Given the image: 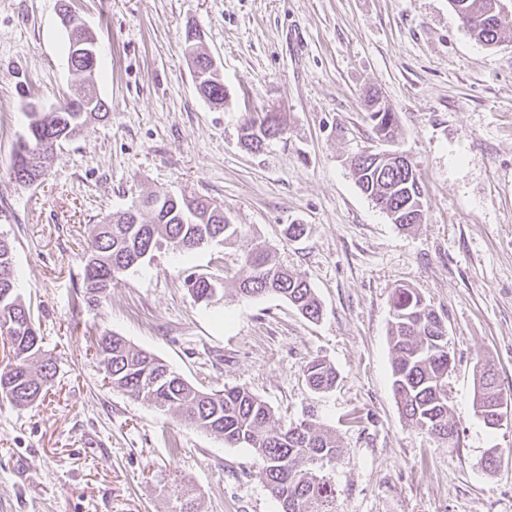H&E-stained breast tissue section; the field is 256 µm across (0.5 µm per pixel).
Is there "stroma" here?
<instances>
[{"mask_svg":"<svg viewBox=\"0 0 512 512\" xmlns=\"http://www.w3.org/2000/svg\"><path fill=\"white\" fill-rule=\"evenodd\" d=\"M98 38L107 118L57 149L41 182L7 174L32 104L77 96L57 0H0V233L14 245L18 288L56 362L38 406L0 401V512H169L177 478L200 512H279L247 448L112 390L95 355L109 330L187 381L244 386L278 424L315 413L335 431L338 512H512V425L473 409L477 360L512 395V13L486 47L448 0H71ZM196 26L224 77L216 109L184 51ZM376 89L397 118L393 146L420 171L421 224L404 231L364 195L354 155L377 148L364 102ZM288 116L254 153L247 118ZM192 191L241 225L237 244L153 252L98 305L82 297L94 226L153 191ZM288 224L307 234L286 238ZM307 277L311 321L277 295L232 284L251 240ZM227 285L209 303L186 286ZM416 289L443 318L454 357L449 446L403 418L393 389L390 298ZM315 357L338 372L312 392ZM190 279H192V288H189V290L194 301L198 303H209L219 291L226 289L222 280L211 276L194 275ZM209 284H217L218 288H208Z\"/></svg>","mask_w":512,"mask_h":512,"instance_id":"obj_1","label":"stroma"}]
</instances>
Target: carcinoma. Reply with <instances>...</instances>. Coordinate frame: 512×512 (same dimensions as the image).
<instances>
[{"mask_svg":"<svg viewBox=\"0 0 512 512\" xmlns=\"http://www.w3.org/2000/svg\"><path fill=\"white\" fill-rule=\"evenodd\" d=\"M496 0H449L457 21L466 25V14L482 15L492 10ZM502 12L489 16L482 28L468 32L485 46L500 42ZM83 91L66 100L56 112L28 113L27 134L12 154L9 174L22 185L38 181L37 165L31 157H43V164L56 149L83 132L93 120L107 116L101 108L108 104L97 91L98 63L81 62L75 68ZM206 101L224 107V82L210 77ZM369 119L378 138H393L395 114L381 105L377 93H368ZM282 136L288 131L282 112H266L262 119H249L241 127L243 145L261 151L269 137L266 130ZM351 169L360 190L384 209L392 223L408 229L421 223L424 215L422 183L391 164L380 166L375 158L361 153L351 160ZM190 201L180 196L168 199L163 191L144 198L154 201L143 207L140 223L131 224L124 215L106 218L84 250L83 284L88 303L97 304L110 294L115 277L143 262L164 246L193 252L211 242L232 244L241 237L239 225L230 223L224 209L193 192ZM237 295L252 298L267 294L284 297L304 317L318 320L321 303L305 277L272 260L264 244L255 242L243 254L241 276L233 283ZM224 282L211 276H192L191 296L208 303ZM390 341L393 387L397 403L407 422L426 430L438 440L452 443L459 438L457 425L448 409L447 326L412 288L395 289ZM6 334L11 357L0 365V397L13 407L25 409L45 397L56 375V366L46 357L43 337L33 323L17 287L14 246L0 235V335ZM97 354L112 389L160 411L173 412L199 430L224 440L228 447L249 448L260 463L265 486L279 503L280 512H336V489L324 469L336 460L340 445L336 433L321 428L313 415L287 426L272 423L271 408L243 386H226L208 392L170 370L153 354L129 343L108 330L102 332ZM307 386L314 393L333 388L336 368L315 357L304 366ZM475 392L485 400L486 413L493 412L501 393L494 365L479 360L474 365ZM171 512H198L195 500L172 484Z\"/></svg>","mask_w":512,"mask_h":512,"instance_id":"carcinoma-1","label":"carcinoma"}]
</instances>
